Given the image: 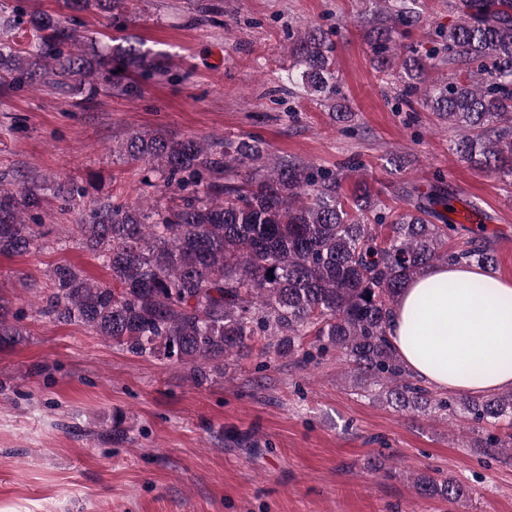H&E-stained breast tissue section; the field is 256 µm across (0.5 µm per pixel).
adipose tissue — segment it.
<instances>
[{"instance_id": "adipose-tissue-1", "label": "adipose tissue", "mask_w": 512, "mask_h": 512, "mask_svg": "<svg viewBox=\"0 0 512 512\" xmlns=\"http://www.w3.org/2000/svg\"><path fill=\"white\" fill-rule=\"evenodd\" d=\"M389 339L407 369L436 390L512 388V281L473 263L432 266L403 290Z\"/></svg>"}]
</instances>
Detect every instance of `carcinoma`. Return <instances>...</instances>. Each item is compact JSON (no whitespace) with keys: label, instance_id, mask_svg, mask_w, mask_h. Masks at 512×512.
Instances as JSON below:
<instances>
[{"label":"carcinoma","instance_id":"1","mask_svg":"<svg viewBox=\"0 0 512 512\" xmlns=\"http://www.w3.org/2000/svg\"><path fill=\"white\" fill-rule=\"evenodd\" d=\"M131 0H70L79 11L117 19ZM373 21L374 62L398 69L401 96L422 105L457 131L452 152L472 168L512 181V0H448L458 20L435 31L424 52L399 45L420 19L419 0H382ZM0 26L15 31L0 40V83L20 90L70 87L81 76L90 95L104 87L129 93L136 71L161 72L156 56L136 45L99 49L72 17L27 10L23 0L0 3ZM335 46L309 28L288 53L306 93L339 95ZM448 68V79L430 73ZM118 154L144 165L142 184L180 194L176 206L130 205L112 196L87 199L74 183L52 186L18 179L0 187V254H24L49 235L26 215L38 211L45 191L78 212L69 233L100 259L112 282L100 283L74 266L50 274L52 287L37 313L78 323L136 356L177 361L199 385L224 376V362L249 355L255 343L280 356L336 351L347 376L372 399L413 414L442 412L496 431L474 441L512 458V388L494 395H436L406 369L387 328L401 291L435 264L476 263L494 255L479 236L448 246L458 231L448 219L455 196L440 186L405 188L412 207L378 208L368 182L343 200V175L300 161L267 165L246 140L173 137L133 131ZM21 334L0 306V344ZM427 498L453 504L462 489L448 477L414 480Z\"/></svg>","mask_w":512,"mask_h":512}]
</instances>
